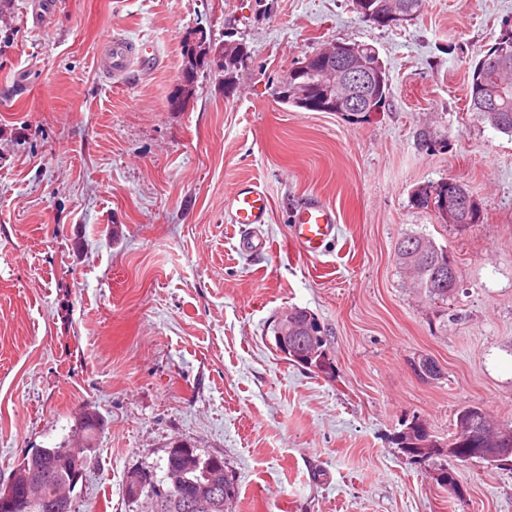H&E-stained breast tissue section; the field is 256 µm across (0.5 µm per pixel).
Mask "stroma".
<instances>
[{
    "label": "stroma",
    "instance_id": "obj_1",
    "mask_svg": "<svg viewBox=\"0 0 512 512\" xmlns=\"http://www.w3.org/2000/svg\"><path fill=\"white\" fill-rule=\"evenodd\" d=\"M0 0V485L37 448L102 419L72 512H132L131 471L180 439L222 456L235 512H512V471L452 461L458 489L396 446L419 417L439 441L457 411L512 425V136L468 109L475 61L512 29V0H426L399 27L353 0ZM246 45L232 91L205 66L182 96L196 30ZM119 32L152 43L121 83L95 65ZM374 45L377 112H309L277 86L305 54ZM444 148L419 145L422 129ZM448 179L480 202L466 229L416 206ZM269 196L267 250L237 252L224 202ZM318 198L338 216L326 253L290 239ZM420 234L460 269L442 306L394 258ZM304 308L329 331L333 377L290 365L270 323ZM432 358L435 380L413 363Z\"/></svg>",
    "mask_w": 512,
    "mask_h": 512
}]
</instances>
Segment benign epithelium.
Segmentation results:
<instances>
[{
	"label": "benign epithelium",
	"instance_id": "benign-epithelium-1",
	"mask_svg": "<svg viewBox=\"0 0 512 512\" xmlns=\"http://www.w3.org/2000/svg\"><path fill=\"white\" fill-rule=\"evenodd\" d=\"M197 44L207 53L211 51L215 56L232 61L239 60L247 54L245 45L239 42L226 41L213 48L203 34L198 37ZM483 62L489 80V84L484 86L486 94L483 96V109L486 112H495L496 97L500 92L499 81L495 80V76L504 65V61L496 56H487L483 58ZM308 70L319 74L320 82L322 87L327 89V94L317 97L315 92L308 89V84L303 78ZM380 78L378 68L366 62L358 49L344 43H336L329 48L305 55L300 63L286 71L278 90L284 96L290 93L296 95L300 108L306 111L337 105L344 112H360L363 103L369 99L374 83ZM425 206L427 210L442 215L448 223L460 224L463 216L475 211L480 204L460 183L450 180L448 192L429 194L425 198ZM276 327L277 342L282 354L286 355L288 350L304 345V337L297 335L300 328L295 324L294 318L284 315L276 320ZM467 438L472 442V447L467 449L466 456L472 459L490 456L491 448L482 428L477 427L468 432ZM50 480V473L44 467L35 466L31 469L25 488L18 497L23 512H34V508L38 507V499L33 497L30 491L43 488ZM215 500V494L204 486L191 492L186 505L191 512H212Z\"/></svg>",
	"mask_w": 512,
	"mask_h": 512
}]
</instances>
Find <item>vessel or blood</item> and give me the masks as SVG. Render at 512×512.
<instances>
[{"instance_id":"obj_1","label":"vessel or blood","mask_w":512,"mask_h":512,"mask_svg":"<svg viewBox=\"0 0 512 512\" xmlns=\"http://www.w3.org/2000/svg\"><path fill=\"white\" fill-rule=\"evenodd\" d=\"M156 63V52L147 42H133L115 34L103 41L96 55L98 69L115 79H122L131 68L150 70ZM224 210L231 223L260 225L270 216V200L259 186L243 182ZM335 209L320 200L306 202L292 216L290 234L300 251L307 255L322 254L336 238Z\"/></svg>"}]
</instances>
